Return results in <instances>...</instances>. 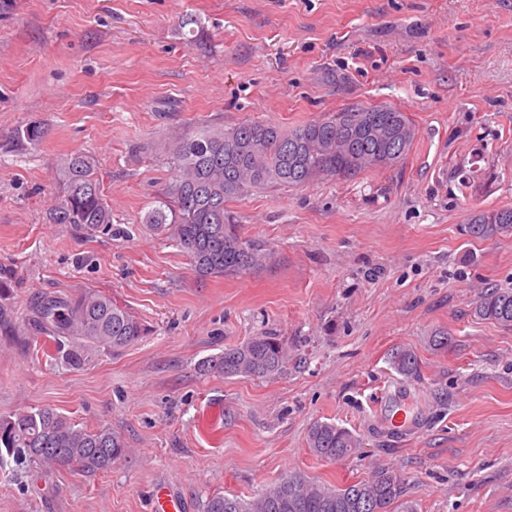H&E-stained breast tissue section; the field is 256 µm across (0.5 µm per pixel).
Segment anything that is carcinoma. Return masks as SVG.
Returning a JSON list of instances; mask_svg holds the SVG:
<instances>
[{"instance_id": "1", "label": "carcinoma", "mask_w": 512, "mask_h": 512, "mask_svg": "<svg viewBox=\"0 0 512 512\" xmlns=\"http://www.w3.org/2000/svg\"><path fill=\"white\" fill-rule=\"evenodd\" d=\"M382 127L394 132L391 139L378 137ZM43 135L35 123L16 132L17 139L33 144ZM414 137L405 113L385 112L381 106L345 109L289 132L262 122L228 128L201 126L165 145L173 174L142 223L169 233L201 281L245 274L262 267L271 253L241 236L236 216L226 208L228 201L256 190L288 188L321 177H353L368 168L394 166L406 157ZM59 175L63 191L49 212L50 223L111 230L112 210L93 157L71 154ZM466 232L482 241L512 235V208L472 212ZM32 311L36 335L25 340L37 342L44 335L58 352L68 338L119 349L149 334L147 325L126 306L94 289L70 300L39 297ZM474 315L512 326V288H487ZM18 335L11 306L1 302L0 336ZM290 360L279 337L260 334L202 360L199 370L226 378L273 379L288 370ZM390 363L406 379L419 375L418 358L411 349H396ZM307 444L314 455L339 461L360 447V439L335 423L316 422L308 431ZM126 454L111 428L83 427L52 408L0 415V461L7 456L26 474L38 469L47 476L56 466L74 465L92 475L110 469ZM396 503L400 512H417L413 502L403 499L398 471L379 465L367 478L334 488L291 473L250 500L212 495L203 512H395Z\"/></svg>"}]
</instances>
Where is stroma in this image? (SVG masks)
I'll return each mask as SVG.
<instances>
[{
  "instance_id": "obj_1",
  "label": "stroma",
  "mask_w": 512,
  "mask_h": 512,
  "mask_svg": "<svg viewBox=\"0 0 512 512\" xmlns=\"http://www.w3.org/2000/svg\"><path fill=\"white\" fill-rule=\"evenodd\" d=\"M376 105L415 127L398 165L228 203L272 254L260 270L198 280L143 223L171 172L161 142ZM31 123L41 142L17 144ZM74 152L98 162L109 233L47 221ZM505 207L512 0H0V266L15 321L28 330L37 296L96 289L150 329L116 350L73 341L77 365L0 337V415L50 407L128 450L93 475L0 468V512H154L162 487L203 512L211 495L248 499L290 472L340 486L379 463L417 512H512V326L473 314L487 285L512 287V235L465 231L472 211ZM265 331L301 367L199 372ZM440 331L444 350L430 344ZM398 347L416 353L417 379L391 368ZM317 421L362 448L316 457Z\"/></svg>"
}]
</instances>
